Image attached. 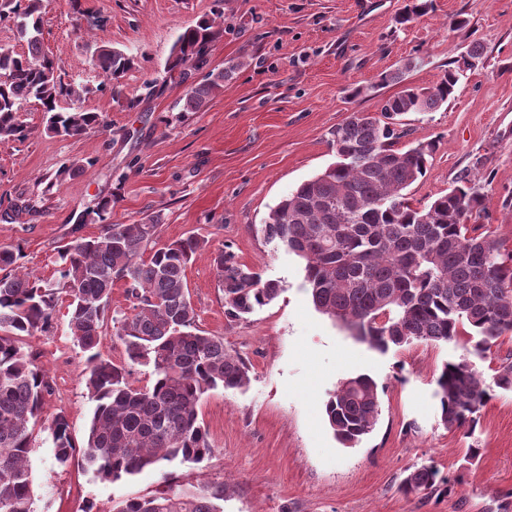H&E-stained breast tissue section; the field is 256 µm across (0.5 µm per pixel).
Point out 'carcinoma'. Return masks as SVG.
I'll return each mask as SVG.
<instances>
[{
	"label": "carcinoma",
	"mask_w": 512,
	"mask_h": 512,
	"mask_svg": "<svg viewBox=\"0 0 512 512\" xmlns=\"http://www.w3.org/2000/svg\"><path fill=\"white\" fill-rule=\"evenodd\" d=\"M46 0H0V23L16 27L27 44L17 53L0 45V140L23 141L21 105L37 102L47 131L79 137L105 122L82 106L87 90L61 80L57 62L42 47ZM219 34L216 18L182 28L166 63L169 71L200 70ZM483 48L471 44L434 88L407 87L381 101L378 112H357L329 132L337 161L302 183L269 213L260 232L305 262L314 307L358 342L385 353L414 343L457 342L467 337L482 357L512 335V261L470 221L485 215L474 180L456 179L448 193L416 207L406 190L428 171L436 144L398 148L406 136L398 117L433 112L448 101L469 60ZM93 63L102 86L120 92L136 57L111 46L96 49ZM236 66L208 73L187 94L184 110H202ZM71 100L59 106L60 97ZM112 200L96 205L99 235L63 247L60 278L47 281L26 271L22 254L0 246V512H34L30 448L41 430L40 413L52 385L37 357L16 337L45 332L59 303L68 302V329L86 354L84 380L96 402L86 444H75L60 412L47 429L61 466L81 460L104 480L132 476L161 461L199 463L212 452L198 419L205 393L242 389L249 368L224 347V338L197 329L186 269L207 252L224 293V308L240 319L268 305L282 291L222 248L189 235L157 245L162 214L136 224H108ZM121 282L129 312L112 319L124 346V362L102 357L108 302ZM150 369L152 383L133 386L129 368ZM440 420L449 430L474 427L490 398L481 373L466 359L446 362L436 380ZM380 409L377 383L360 374L329 396L325 415L334 436L352 447L369 434ZM437 471L421 466L403 480L406 495L427 494ZM224 483L165 490L119 502L113 512H224Z\"/></svg>",
	"instance_id": "carcinoma-1"
}]
</instances>
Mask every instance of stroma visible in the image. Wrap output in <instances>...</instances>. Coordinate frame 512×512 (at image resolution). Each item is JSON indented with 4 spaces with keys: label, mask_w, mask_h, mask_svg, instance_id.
<instances>
[{
    "label": "stroma",
    "mask_w": 512,
    "mask_h": 512,
    "mask_svg": "<svg viewBox=\"0 0 512 512\" xmlns=\"http://www.w3.org/2000/svg\"><path fill=\"white\" fill-rule=\"evenodd\" d=\"M408 0H51L42 22L45 52L64 82L88 88L83 106L106 123L78 138L46 133L35 103L24 104V141L0 140V245L20 247L36 276L59 277L58 251L99 234L90 212L111 197L106 222L134 224L158 211L160 242L189 234L227 246L240 263L278 281L279 296L240 320L207 257L186 269L198 327L224 339L249 365L240 390L207 392L199 418L213 453L203 462L163 461L106 481L80 462L60 466L47 434L28 455L35 512H112L119 501L163 489L231 479L224 512H512V393L494 390L474 432L440 422L434 396L443 363L468 356L466 340L416 343L380 353L319 313L303 261L259 234L271 209L335 155L329 133L351 113L407 87H435L471 43L483 54L448 102L407 114L401 146L435 142L425 177L409 187L415 206L447 193L469 172L484 195L482 231L512 255V0H432L410 22ZM222 6L223 24L208 65L188 75L165 70L179 30ZM104 16L88 28L86 18ZM136 56L121 95L102 89L97 46ZM419 64L404 70L407 59ZM237 63L233 76L198 112L183 109L206 71ZM401 72L382 83L385 73ZM360 88L349 97V88ZM137 99L129 108V99ZM93 160L83 171L82 160ZM59 305L49 331L19 339L37 355L53 392L42 423L65 412L76 444L87 440L95 407L84 355ZM378 384L380 414L354 448L338 443L325 403L345 379ZM478 448L468 460L470 448ZM433 466V493L404 495L414 467Z\"/></svg>",
    "instance_id": "stroma-1"
}]
</instances>
